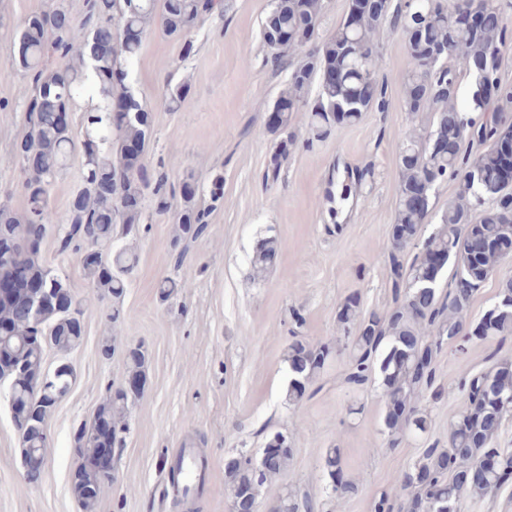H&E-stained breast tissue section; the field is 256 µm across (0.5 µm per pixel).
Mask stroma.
<instances>
[{
  "instance_id": "35a3bbf8",
  "label": "stroma",
  "mask_w": 512,
  "mask_h": 512,
  "mask_svg": "<svg viewBox=\"0 0 512 512\" xmlns=\"http://www.w3.org/2000/svg\"><path fill=\"white\" fill-rule=\"evenodd\" d=\"M49 3L0 0V101L9 105L0 112V202L18 212L27 202L13 147L24 132L31 83L13 67L8 48L23 20ZM269 10L270 0H224L223 17L209 18L192 32L195 51L187 59L181 41L161 25L145 35L132 75L152 115L147 174L165 172L177 186L186 172L204 183L218 169L224 198L207 231L183 254L172 244L171 217L147 209V227L131 241L138 262L124 295L86 308L77 347L66 353L46 349L47 367L67 362L74 379L49 421L38 485L22 477L20 435L8 391L0 388V512H81L71 490L78 463L74 434L90 424L107 387L122 383L125 352L134 346L146 355L147 387L131 408L116 479L102 492L96 512H184L162 464L185 448L207 460L198 512H232L224 494L225 461L241 450L260 454L272 431L287 435L294 456L263 487L260 512H271L289 490L308 496L314 512H329L323 462L329 448L340 449L345 473L358 485L344 512H374L376 501L393 494L395 479L410 471L425 448L447 446L448 424L465 407L461 366L483 370L492 353L512 361V335L477 343L463 355L444 345L434 361L439 395L426 404L430 428L395 448L386 446L382 434L380 387L347 384L345 355L316 378L313 396L285 404L284 351L292 336L335 343L337 308L354 294L366 313L384 314L393 306L388 232L408 115L401 110L398 80L404 42L386 29L378 39V78L388 110L365 112L313 143L307 113H293L296 143L279 180L264 184L279 141L267 116L288 79L287 68L267 59L261 24ZM183 82L190 87L187 98L169 109L168 84ZM267 239L277 252L258 278L252 257ZM41 253L76 294L85 295L90 283L77 254H59L52 235ZM168 277L186 286L166 298L159 284ZM114 306L123 316L116 326L105 317ZM107 343L114 348L109 357L102 354ZM351 404L359 414L347 415Z\"/></svg>"
}]
</instances>
